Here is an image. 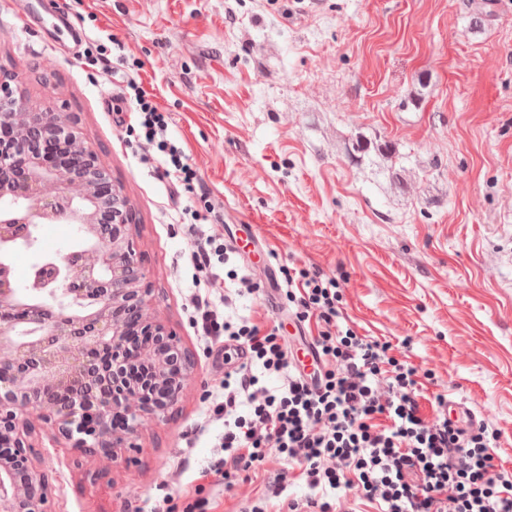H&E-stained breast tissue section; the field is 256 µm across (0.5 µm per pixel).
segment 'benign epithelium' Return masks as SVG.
<instances>
[{"mask_svg":"<svg viewBox=\"0 0 512 512\" xmlns=\"http://www.w3.org/2000/svg\"><path fill=\"white\" fill-rule=\"evenodd\" d=\"M0 245L36 224L79 225L87 246L39 268L29 292L73 299L51 311L20 296L0 263V512H52L36 464L44 430L106 456L179 400L194 360L149 313L134 209L72 112H44L0 80Z\"/></svg>","mask_w":512,"mask_h":512,"instance_id":"7a95c632","label":"benign epithelium"}]
</instances>
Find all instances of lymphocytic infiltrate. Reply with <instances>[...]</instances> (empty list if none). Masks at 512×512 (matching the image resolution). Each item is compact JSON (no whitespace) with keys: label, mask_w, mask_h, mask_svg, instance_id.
Wrapping results in <instances>:
<instances>
[{"label":"lymphocytic infiltrate","mask_w":512,"mask_h":512,"mask_svg":"<svg viewBox=\"0 0 512 512\" xmlns=\"http://www.w3.org/2000/svg\"><path fill=\"white\" fill-rule=\"evenodd\" d=\"M133 100L145 138L167 156L177 185L192 189L196 173L167 137L168 115L141 87ZM285 282L295 318L316 322L319 365L310 373L277 328L229 319L210 298L195 299L199 335L237 342L246 354L224 376L212 410L224 421V455L202 477L248 482L274 455L305 487L293 496L283 475L268 480L266 497L279 512H512V469L494 463L498 432L458 428L442 394L426 417L416 369L390 342L342 324L336 281L302 269ZM268 377L278 386L267 387Z\"/></svg>","instance_id":"1"}]
</instances>
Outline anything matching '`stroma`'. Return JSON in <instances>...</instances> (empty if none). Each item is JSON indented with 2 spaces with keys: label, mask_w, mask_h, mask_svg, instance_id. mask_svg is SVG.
<instances>
[{
  "label": "stroma",
  "mask_w": 512,
  "mask_h": 512,
  "mask_svg": "<svg viewBox=\"0 0 512 512\" xmlns=\"http://www.w3.org/2000/svg\"><path fill=\"white\" fill-rule=\"evenodd\" d=\"M0 0V76L17 96L72 112L130 200L150 312L195 358L178 403L142 422L132 447L100 466L40 434L54 512H156L201 499L205 512H249L261 481L204 480L224 423L209 394L237 364L206 345L190 315L188 255L202 236L237 237L212 299L293 352L304 342L268 270L335 279L358 335L389 341L447 394L499 430L512 469V0ZM112 49V74L80 67ZM137 82L169 113L200 191L177 194L166 158L135 134L121 97ZM388 141L393 159L352 155V139ZM221 212L189 232L187 210ZM34 247L1 257L18 286L35 264L82 250L76 225L41 224ZM249 276L260 289L241 291Z\"/></svg>",
  "instance_id": "obj_1"
}]
</instances>
